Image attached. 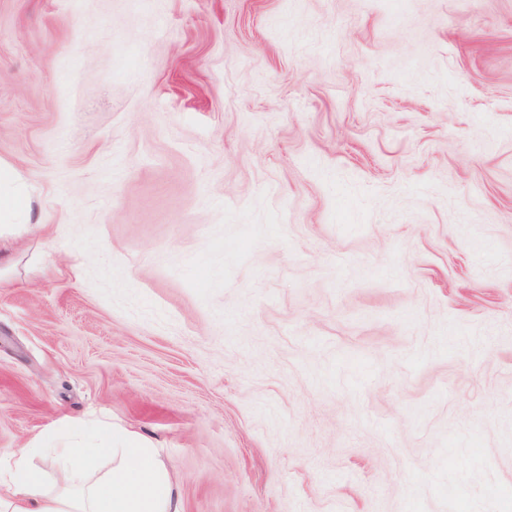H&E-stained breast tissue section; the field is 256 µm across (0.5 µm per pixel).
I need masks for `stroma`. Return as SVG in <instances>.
<instances>
[{
	"label": "stroma",
	"instance_id": "obj_1",
	"mask_svg": "<svg viewBox=\"0 0 512 512\" xmlns=\"http://www.w3.org/2000/svg\"><path fill=\"white\" fill-rule=\"evenodd\" d=\"M0 453L133 431L182 512H512V0H0ZM28 186L14 168L0 162V228L29 222Z\"/></svg>",
	"mask_w": 512,
	"mask_h": 512
}]
</instances>
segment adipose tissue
<instances>
[{
    "label": "adipose tissue",
    "mask_w": 512,
    "mask_h": 512,
    "mask_svg": "<svg viewBox=\"0 0 512 512\" xmlns=\"http://www.w3.org/2000/svg\"><path fill=\"white\" fill-rule=\"evenodd\" d=\"M29 212L26 183L12 166L0 162V225L28 223ZM116 436L122 439L118 448L111 444ZM105 455L112 458L111 470L94 475L96 462ZM45 456L61 477L59 489L48 487L28 451L5 454L0 512H181L168 469L135 433L118 434L104 425L94 441L66 435Z\"/></svg>",
    "instance_id": "adipose-tissue-1"
}]
</instances>
